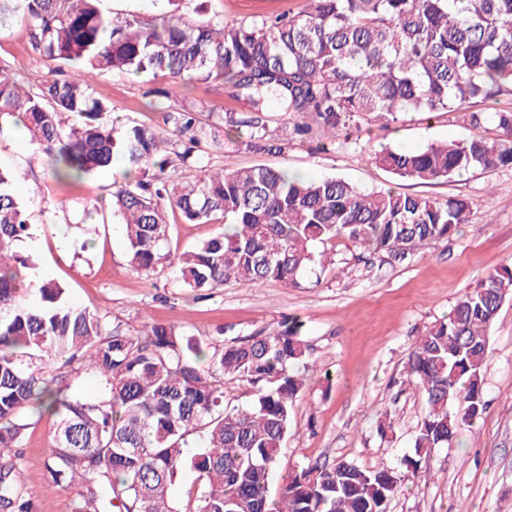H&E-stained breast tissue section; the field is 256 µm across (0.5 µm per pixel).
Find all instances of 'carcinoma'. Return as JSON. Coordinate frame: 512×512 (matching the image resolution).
<instances>
[{"label":"carcinoma","mask_w":512,"mask_h":512,"mask_svg":"<svg viewBox=\"0 0 512 512\" xmlns=\"http://www.w3.org/2000/svg\"><path fill=\"white\" fill-rule=\"evenodd\" d=\"M100 2L0 0V25L24 20L32 49L54 64L32 90L0 70V122L25 128L62 183L85 180L116 157L126 161L110 196L133 269L172 265L192 290L242 280L297 288L324 265L320 244L343 239L392 264L470 223L459 197L365 191L342 177L267 167L214 172L199 147L222 132L245 150L283 154L316 128L326 150L367 114L469 112L478 100L512 94V0H307L296 14L249 22L203 18L201 3L200 18L188 21L113 14ZM106 72L163 73L171 83L159 94L167 99L180 82L221 83L244 110L211 112L203 122L194 105H182L163 112L162 132L108 124L110 107L90 83ZM273 106L296 117L291 128L276 125ZM493 120V139L475 134L370 157L422 183L512 167V108L495 110ZM190 171L199 175L188 182ZM17 181L0 169V512H32L21 469L4 458L32 405L56 421L49 485L87 482L75 512H388L406 475L486 411L488 331L512 296L508 267L460 297L409 355L425 405L412 452L395 467L340 460L295 470L274 502L270 478L306 386L293 370L306 357L305 323L288 317L221 349L162 323L135 334L107 330L15 250L31 229ZM169 207L189 224L222 219L224 228L191 251L163 254ZM54 359L87 362L105 395L90 403L69 396L47 373ZM226 378L256 387L249 407L224 406ZM194 437L201 449L189 455ZM187 469L197 487L183 507L170 487Z\"/></svg>","instance_id":"obj_1"}]
</instances>
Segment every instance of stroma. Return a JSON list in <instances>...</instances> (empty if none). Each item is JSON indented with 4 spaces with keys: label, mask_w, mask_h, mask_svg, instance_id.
<instances>
[{
    "label": "stroma",
    "mask_w": 512,
    "mask_h": 512,
    "mask_svg": "<svg viewBox=\"0 0 512 512\" xmlns=\"http://www.w3.org/2000/svg\"><path fill=\"white\" fill-rule=\"evenodd\" d=\"M306 0H207L208 15L251 20L304 9ZM0 67L38 85L50 64L30 45L25 23L0 28ZM167 76L105 74L93 88L111 110L104 122L158 124L151 89L168 87ZM195 103L203 112L240 110L229 89L194 82L169 103ZM491 137L492 120L473 129L465 112H407L384 121L368 118L358 133L337 138L323 151L317 140L297 142L284 154H255L232 143L207 147L210 165L231 171L256 166L286 168L310 178L339 176L363 190L391 189L439 200L464 198L470 221L451 237L417 251L408 261L373 267L358 261V248L339 240L325 247L327 265L315 268L301 287L277 281H241L205 292L179 287L169 271L133 270L122 226L113 215L108 191L115 163L93 179L74 185L53 181L45 160L18 129L0 124V167L22 175L16 186L33 227L18 251L31 256L42 276L65 285L69 301L97 313L105 326L139 331L145 322L170 324L196 338L228 346L251 339L282 318L306 324L308 355L299 372L306 388L295 400L279 466L270 482L278 498L294 469L318 462L351 460L368 469L395 465L412 446L424 415L423 401L407 373L419 336L446 316L457 299L481 278L512 266V167L476 170L430 184L392 178L368 153L384 147L402 151L465 139L474 132ZM164 250L184 252L218 230L188 224L178 212L165 213ZM484 388L488 408L462 428L449 447L436 450L424 473L405 477L389 512H512V299L506 300L490 330ZM393 417L394 427L378 426ZM17 449L24 491L33 512H74L81 483L49 487L45 464L54 432L51 417L27 415Z\"/></svg>",
    "instance_id": "35a3bbf8"
}]
</instances>
